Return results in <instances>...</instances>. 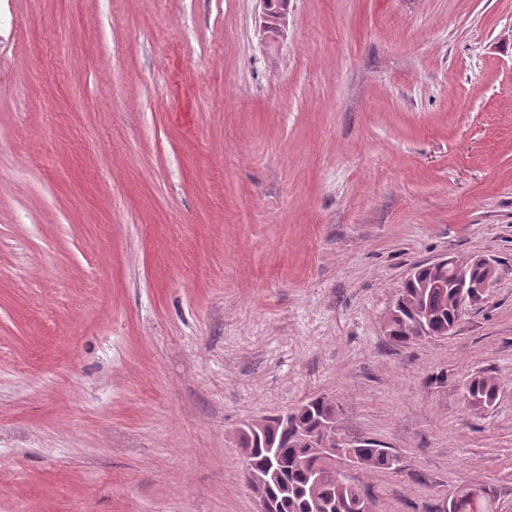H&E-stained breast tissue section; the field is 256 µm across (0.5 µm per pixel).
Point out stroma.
Here are the masks:
<instances>
[{
	"label": "stroma",
	"instance_id": "stroma-1",
	"mask_svg": "<svg viewBox=\"0 0 512 512\" xmlns=\"http://www.w3.org/2000/svg\"><path fill=\"white\" fill-rule=\"evenodd\" d=\"M448 255L492 284L393 343ZM317 396L374 512H512V0H0V512H257ZM440 276L436 268L427 264L419 265L413 271V278L406 280L404 287L389 309L385 328L387 335L397 344L405 345L423 338H441L448 336L464 310L469 304L475 303L479 297L474 293H463L464 301L458 297L456 288L448 287V304L436 308L434 317L430 321L429 336H420L419 320L421 319V300L425 293V285L431 283ZM498 387L490 376L478 375L466 385V401L477 408L491 405L497 398ZM445 512H494L491 494L483 485L463 484L452 493Z\"/></svg>",
	"mask_w": 512,
	"mask_h": 512
}]
</instances>
